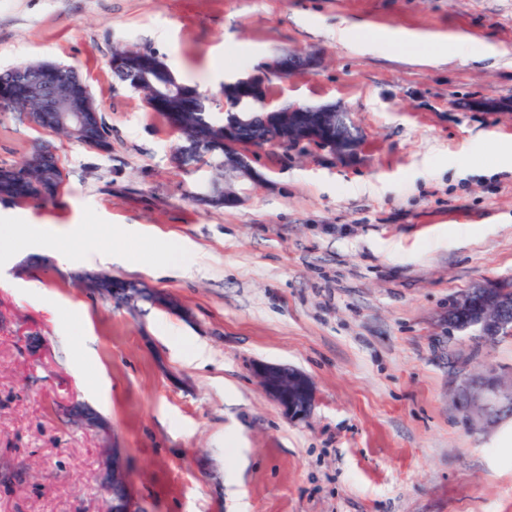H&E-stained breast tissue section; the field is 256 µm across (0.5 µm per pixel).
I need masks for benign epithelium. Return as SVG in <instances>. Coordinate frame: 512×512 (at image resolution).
Masks as SVG:
<instances>
[{
  "label": "benign epithelium",
  "mask_w": 512,
  "mask_h": 512,
  "mask_svg": "<svg viewBox=\"0 0 512 512\" xmlns=\"http://www.w3.org/2000/svg\"><path fill=\"white\" fill-rule=\"evenodd\" d=\"M112 71L125 75L138 74L136 83H148L156 67L142 58L117 53L112 56ZM321 65L317 52H290L273 56L255 73L224 83V111L229 113L224 124V149L234 161V174L239 179L260 180L262 176L252 166L254 153L259 146L239 143L237 139L246 125L255 119H246V114L261 115L263 122L279 124L278 113L292 114L291 125L285 129L286 138L275 145L290 147L296 144H311L332 158L342 162L354 160L358 148L349 141L348 132L339 124L315 121L313 112H335L345 110L336 103L319 105L285 104L274 105L267 93L266 81L276 75L287 77L296 71H315ZM60 68L53 61H46L38 70L13 68L14 81L25 85V96L38 104L37 117L33 124L47 130L56 126H68L80 138V143L91 148L88 131L100 123V109L87 83L75 70L70 72L72 86L61 90L47 79V75ZM184 92V85L174 76L155 89V95L163 99ZM509 299L493 282L478 284L456 296L448 308V330L461 331L455 315L464 313L471 318L466 329L480 337L489 346L503 336L512 335V316L506 315ZM265 393L280 407L289 420L306 417L315 402V386L305 373L286 367L259 363L255 367ZM457 395L462 398L469 425L475 429L496 423L512 415V386L505 385L503 375L491 368L481 374H461ZM75 421L81 426L108 432L106 421L97 414L84 410H73ZM123 471L121 449L108 448L102 460L101 489L106 504L114 505L112 512H131L127 498L118 493L119 483L112 474Z\"/></svg>",
  "instance_id": "1"
}]
</instances>
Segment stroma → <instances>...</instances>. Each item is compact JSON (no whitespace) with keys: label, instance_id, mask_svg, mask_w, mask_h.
Segmentation results:
<instances>
[{"label":"stroma","instance_id":"35a3bbf8","mask_svg":"<svg viewBox=\"0 0 512 512\" xmlns=\"http://www.w3.org/2000/svg\"><path fill=\"white\" fill-rule=\"evenodd\" d=\"M340 26L376 40L337 42ZM403 32L493 53L429 63L431 45L391 42ZM116 45L163 56L217 112L218 72L319 52L270 96L341 104L361 153L266 147L237 205L202 204L210 169L174 163L176 133L114 77ZM40 60L81 73L112 149L0 115V161L49 142L67 174L55 202L0 201V225H92L126 255L107 273L180 309L91 297L58 262L65 238L0 242V512H103L104 438L70 422L77 403L108 421L136 512H512V420L477 432L455 401L461 373L512 370V337L486 348L447 324L464 290L512 282V112L475 107L512 102V0H0V70ZM136 225L207 264L156 276ZM259 362L312 379L306 419L282 414Z\"/></svg>","mask_w":512,"mask_h":512}]
</instances>
